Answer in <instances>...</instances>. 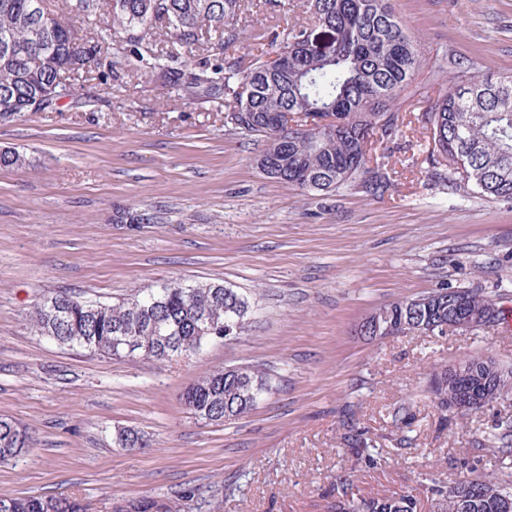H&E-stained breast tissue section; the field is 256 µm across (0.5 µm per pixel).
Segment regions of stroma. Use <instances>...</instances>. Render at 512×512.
Returning a JSON list of instances; mask_svg holds the SVG:
<instances>
[{"mask_svg":"<svg viewBox=\"0 0 512 512\" xmlns=\"http://www.w3.org/2000/svg\"><path fill=\"white\" fill-rule=\"evenodd\" d=\"M425 63L399 102L400 132L374 144L392 184L328 196L268 178L263 139L224 126L214 103L158 86L147 71L92 81L55 110L0 121V148L30 157L0 168V416L31 432L0 462V498L76 496L90 512L144 495L183 512H324L337 478L363 497L503 469L495 433L512 395L481 412L443 415L432 365L486 355L512 368V327L366 342L367 313L443 286L478 288L512 308V202L435 175L415 118L434 98L438 55L512 72V0H391ZM241 40L269 49L271 26L304 17L301 0H247ZM136 222H118L123 213ZM221 282L253 305L238 340L191 355L122 362L37 336L33 306L65 290L118 302L160 283ZM251 363L273 389L245 416L197 421L182 393L204 373ZM366 432L357 456L344 424ZM119 429L143 433L121 448ZM205 492L198 506L193 489Z\"/></svg>","mask_w":512,"mask_h":512,"instance_id":"35a3bbf8","label":"stroma"}]
</instances>
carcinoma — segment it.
Returning a JSON list of instances; mask_svg holds the SVG:
<instances>
[{"label": "carcinoma", "instance_id": "cac0c4a2", "mask_svg": "<svg viewBox=\"0 0 512 512\" xmlns=\"http://www.w3.org/2000/svg\"><path fill=\"white\" fill-rule=\"evenodd\" d=\"M78 17L108 14L105 32L86 42L57 20L47 0H0V120L29 111L28 101L52 89L45 109L73 95V74L84 82L103 75L113 79L128 66L145 67L161 86L207 99L224 110V126L273 145L274 121L285 114L319 113L330 117L315 142L288 136L277 148L272 178L303 192H334L361 183L372 194L391 184L388 173L367 167L359 149L369 134L390 138L400 131L398 100L409 92L422 67L417 40L394 14L390 0H306L308 18L271 32L275 54L293 61L277 68L257 56L242 67L239 20L244 0H66ZM121 39L112 40V29ZM164 33L168 52L157 49ZM44 46L45 53L36 52ZM208 52L193 67H175L181 51ZM473 61L448 59L437 64V97L417 117L430 131L434 167L448 168V182L497 200H512V75H476ZM28 158L16 149L0 150L1 167H21ZM442 289L393 302L368 314L383 322L381 335L443 336L448 297ZM489 298L472 289L462 311L483 312ZM248 298L222 283L160 284L112 304L57 294L34 305L30 326L60 346L122 361L142 356L163 360L188 355L212 340L230 341L246 328ZM271 378L255 365L229 373L220 368L199 377L187 389V407L205 423L231 420L252 411L270 388ZM471 380L448 384L441 367L429 381L438 410L448 412V396L471 390ZM25 427L0 417V461L15 458L27 446L19 442ZM344 445L359 453L364 434L349 428ZM462 498L453 486L433 481L428 487L440 512H499L512 488L495 476L462 481ZM0 512H87L73 497L0 499ZM112 512H180L178 503L144 496L115 504ZM327 512H417L411 494L356 498L347 481L336 483Z\"/></svg>", "mask_w": 512, "mask_h": 512}]
</instances>
